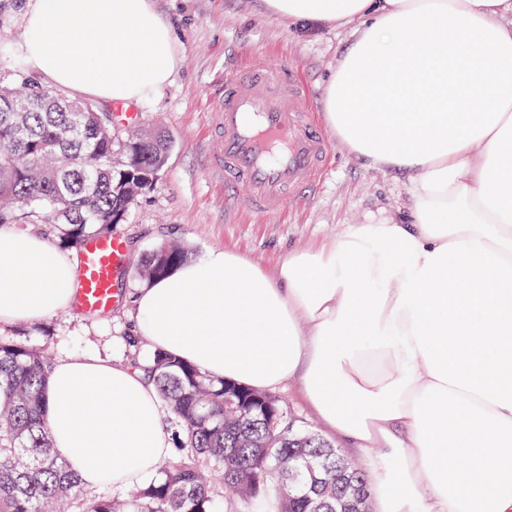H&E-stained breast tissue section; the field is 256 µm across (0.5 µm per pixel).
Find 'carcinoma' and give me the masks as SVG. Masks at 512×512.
<instances>
[{
    "label": "carcinoma",
    "mask_w": 512,
    "mask_h": 512,
    "mask_svg": "<svg viewBox=\"0 0 512 512\" xmlns=\"http://www.w3.org/2000/svg\"><path fill=\"white\" fill-rule=\"evenodd\" d=\"M19 84L0 90V220L62 224L65 245L79 248L123 220L133 203L128 181L156 176L170 141L162 131L120 140L104 113L76 114L55 90L25 78ZM12 99L30 109L21 130L6 111ZM187 259L182 247L165 245L145 255L140 277H162ZM52 365L46 351L0 339V512H221L226 497L250 512H336V498L344 497L336 485L342 455L296 425L278 399L269 408L279 420L273 430L241 409L226 422L224 379L160 350L143 371L177 428L182 454L124 500L84 491L51 447L45 389ZM288 457L321 461L311 480L330 484L326 498L278 492L288 470L275 464Z\"/></svg>",
    "instance_id": "1"
}]
</instances>
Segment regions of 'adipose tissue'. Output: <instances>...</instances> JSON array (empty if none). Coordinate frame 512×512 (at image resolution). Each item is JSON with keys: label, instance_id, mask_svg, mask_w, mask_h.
I'll use <instances>...</instances> for the list:
<instances>
[{"label": "adipose tissue", "instance_id": "obj_1", "mask_svg": "<svg viewBox=\"0 0 512 512\" xmlns=\"http://www.w3.org/2000/svg\"><path fill=\"white\" fill-rule=\"evenodd\" d=\"M304 24L356 23L324 91L350 152L405 174L406 219L353 224L274 270L212 248L132 299V334L257 390L302 377L369 460L378 512H512V0H264ZM12 49L77 97L137 105L169 82L154 0H26ZM77 264L0 227V325L76 302ZM55 450L82 487L133 488L172 452L155 386L73 354L46 387Z\"/></svg>", "mask_w": 512, "mask_h": 512}]
</instances>
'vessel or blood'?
Here are the masks:
<instances>
[{
  "mask_svg": "<svg viewBox=\"0 0 512 512\" xmlns=\"http://www.w3.org/2000/svg\"><path fill=\"white\" fill-rule=\"evenodd\" d=\"M211 115V170L253 213L273 216L319 192L331 162L330 142L293 69L272 72L263 60H251L243 71L225 76ZM125 258L117 235L96 236L82 246L77 267L82 309L111 308Z\"/></svg>",
  "mask_w": 512,
  "mask_h": 512,
  "instance_id": "1",
  "label": "vessel or blood"
}]
</instances>
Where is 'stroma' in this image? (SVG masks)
I'll use <instances>...</instances> for the list:
<instances>
[{"mask_svg":"<svg viewBox=\"0 0 512 512\" xmlns=\"http://www.w3.org/2000/svg\"><path fill=\"white\" fill-rule=\"evenodd\" d=\"M23 4L24 0H0V85L17 79L19 62L8 47L23 39ZM155 6L176 27L179 63L170 83L138 105L135 123L115 121L114 134L123 138L133 127L159 128L170 136L172 147L154 184L112 227L126 247L117 282L120 294L129 297L145 287L139 276L143 257L171 241L195 256L212 247L230 249L272 269L288 254L331 243L349 225L407 215L405 176L373 166L337 141L331 144L322 192L290 206L280 217H259L235 206L209 174L208 113L225 75L259 57L270 70H297L313 105H321L324 86L352 39V26L331 24L300 31L268 15L263 0H155ZM0 338L47 349L56 359L85 352L131 364L147 362L152 355L150 346L132 343L128 310L118 304L103 316L75 307L63 309L34 324L2 328ZM272 394L297 425L313 430L359 468H366L364 457L323 425L304 399L299 380Z\"/></svg>","mask_w":512,"mask_h":512,"instance_id":"stroma-1","label":"stroma"}]
</instances>
